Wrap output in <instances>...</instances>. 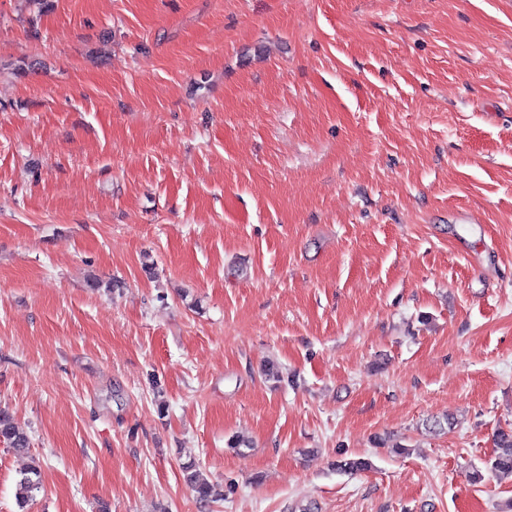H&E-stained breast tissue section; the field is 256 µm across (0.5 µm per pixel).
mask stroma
Listing matches in <instances>:
<instances>
[{"label": "stroma", "instance_id": "1", "mask_svg": "<svg viewBox=\"0 0 512 512\" xmlns=\"http://www.w3.org/2000/svg\"><path fill=\"white\" fill-rule=\"evenodd\" d=\"M0 408V512H504L512 0H0ZM0 442L17 453H28L30 449L29 437L18 428L13 416L5 409H0ZM489 469L500 480H512V429H501L498 432ZM183 472L185 480L196 488L200 500L214 501L213 499L223 496V494L217 492L213 484L203 478L201 471L196 468L195 464L191 463L184 466ZM42 488V474L38 465H31L22 473L18 481L17 501L20 505L33 499L35 493ZM23 507V505H22Z\"/></svg>", "mask_w": 512, "mask_h": 512}]
</instances>
